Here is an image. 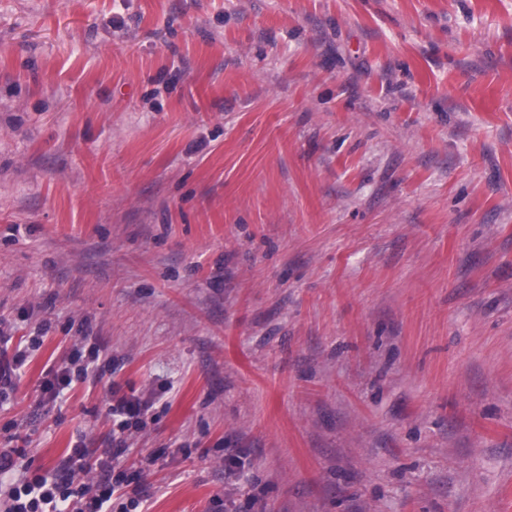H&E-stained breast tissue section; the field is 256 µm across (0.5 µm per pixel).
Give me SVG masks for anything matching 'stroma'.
<instances>
[{
  "label": "stroma",
  "mask_w": 512,
  "mask_h": 512,
  "mask_svg": "<svg viewBox=\"0 0 512 512\" xmlns=\"http://www.w3.org/2000/svg\"><path fill=\"white\" fill-rule=\"evenodd\" d=\"M0 329L143 512H512V0H0ZM87 337L81 336L77 340L69 354L64 358L59 365L52 369L53 382L46 384V390L51 391L53 397H57L60 390L69 387L74 380H83L87 376L89 364L95 362L99 358L100 349L95 347L94 356L90 360H84L82 350ZM57 389H59L57 391Z\"/></svg>",
  "instance_id": "obj_1"
}]
</instances>
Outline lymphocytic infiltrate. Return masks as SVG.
Here are the masks:
<instances>
[{"instance_id":"obj_1","label":"lymphocytic infiltrate","mask_w":512,"mask_h":512,"mask_svg":"<svg viewBox=\"0 0 512 512\" xmlns=\"http://www.w3.org/2000/svg\"><path fill=\"white\" fill-rule=\"evenodd\" d=\"M153 402L139 396L119 397L108 408L116 430L105 453L106 468H92L85 446L73 448L66 463L54 473H33L18 482L9 481V474L24 467L26 452L21 448L0 450V512H127L139 507L145 493L143 473L125 472L120 468L130 447L133 429L139 428L140 418ZM131 487L128 502L114 503L115 492Z\"/></svg>"}]
</instances>
